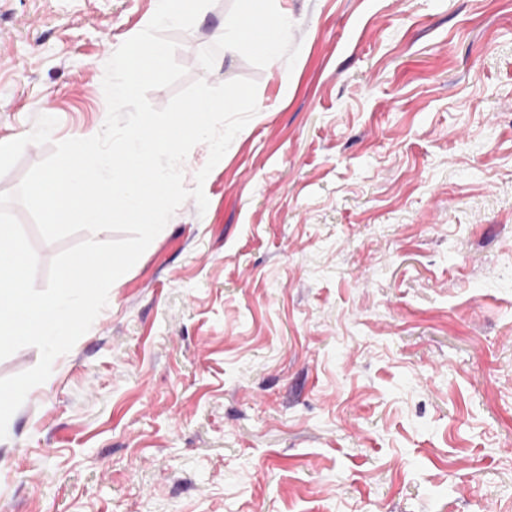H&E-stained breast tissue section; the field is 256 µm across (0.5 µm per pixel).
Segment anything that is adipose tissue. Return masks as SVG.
<instances>
[{
	"label": "adipose tissue",
	"instance_id": "ef3b65f1",
	"mask_svg": "<svg viewBox=\"0 0 512 512\" xmlns=\"http://www.w3.org/2000/svg\"><path fill=\"white\" fill-rule=\"evenodd\" d=\"M238 2L235 15L225 25V36L247 44L254 53L266 61L275 62L288 26L286 18L275 15V0Z\"/></svg>",
	"mask_w": 512,
	"mask_h": 512
}]
</instances>
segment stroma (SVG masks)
<instances>
[{
	"label": "stroma",
	"instance_id": "1",
	"mask_svg": "<svg viewBox=\"0 0 512 512\" xmlns=\"http://www.w3.org/2000/svg\"><path fill=\"white\" fill-rule=\"evenodd\" d=\"M237 0L258 112L0 440V512H512V0ZM155 0H0V139L101 130ZM235 15L225 23L224 39L234 37L247 44L254 53L273 63L277 60L288 22L275 17L277 0H238Z\"/></svg>",
	"mask_w": 512,
	"mask_h": 512
}]
</instances>
